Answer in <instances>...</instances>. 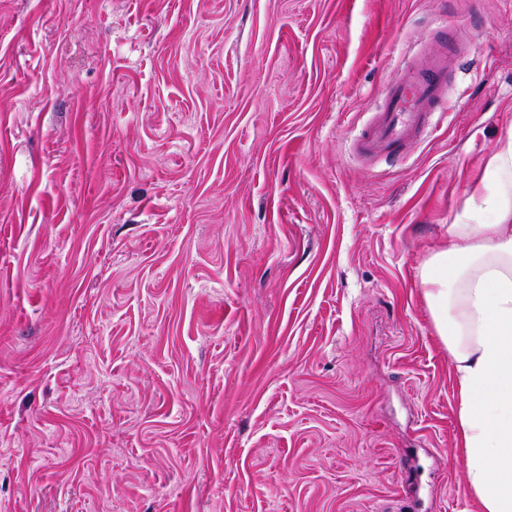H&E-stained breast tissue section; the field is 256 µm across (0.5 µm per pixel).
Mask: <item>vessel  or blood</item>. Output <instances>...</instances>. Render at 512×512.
I'll use <instances>...</instances> for the list:
<instances>
[{"mask_svg": "<svg viewBox=\"0 0 512 512\" xmlns=\"http://www.w3.org/2000/svg\"><path fill=\"white\" fill-rule=\"evenodd\" d=\"M448 96L445 54L411 57L402 76L392 82L371 119L355 139V151L367 161L395 160L425 139L433 116L444 114Z\"/></svg>", "mask_w": 512, "mask_h": 512, "instance_id": "obj_1", "label": "vessel or blood"}]
</instances>
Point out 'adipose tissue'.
I'll list each match as a JSON object with an SVG mask.
<instances>
[{
  "label": "adipose tissue",
  "instance_id": "ef3b65f1",
  "mask_svg": "<svg viewBox=\"0 0 512 512\" xmlns=\"http://www.w3.org/2000/svg\"><path fill=\"white\" fill-rule=\"evenodd\" d=\"M421 268L454 361L466 481L482 512H512V225L453 224Z\"/></svg>",
  "mask_w": 512,
  "mask_h": 512
}]
</instances>
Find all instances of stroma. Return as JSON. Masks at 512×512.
<instances>
[{
  "instance_id": "obj_1",
  "label": "stroma",
  "mask_w": 512,
  "mask_h": 512,
  "mask_svg": "<svg viewBox=\"0 0 512 512\" xmlns=\"http://www.w3.org/2000/svg\"><path fill=\"white\" fill-rule=\"evenodd\" d=\"M507 209L512 0H0V512H481L420 269ZM402 76L392 82L371 119L354 139L355 151L366 161H393L425 139L431 119L448 112V63L443 53L410 57Z\"/></svg>"
}]
</instances>
